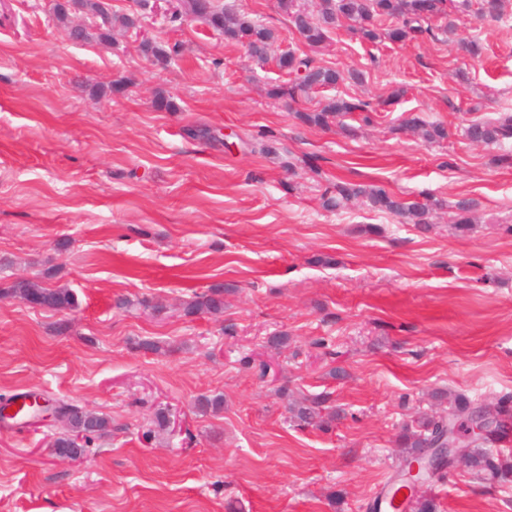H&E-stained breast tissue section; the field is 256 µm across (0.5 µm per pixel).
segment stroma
I'll use <instances>...</instances> for the list:
<instances>
[{"instance_id":"1","label":"stroma","mask_w":512,"mask_h":512,"mask_svg":"<svg viewBox=\"0 0 512 512\" xmlns=\"http://www.w3.org/2000/svg\"><path fill=\"white\" fill-rule=\"evenodd\" d=\"M220 2L273 28L275 50L308 53L277 0ZM456 25L450 41L377 45L330 30L319 61L365 82L307 106L372 102L353 138L348 115L302 123L268 95L285 72L200 22L152 21L179 48L161 66L127 35L68 40L47 0H0V397L38 392L114 425L65 462L63 422L1 424L0 512H369L403 466V425L440 412L435 392L512 394V140L463 135L512 112V23L473 10ZM471 38L475 58L457 46ZM412 113L447 138L404 129ZM339 177L444 208L427 231L326 209ZM22 279L77 305L6 294ZM213 288L221 312L185 314ZM322 393L341 419L297 426L289 404ZM203 396L224 405L201 412ZM419 492L437 512H512V482L462 466Z\"/></svg>"}]
</instances>
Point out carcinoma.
<instances>
[{
  "label": "carcinoma",
  "instance_id": "carcinoma-1",
  "mask_svg": "<svg viewBox=\"0 0 512 512\" xmlns=\"http://www.w3.org/2000/svg\"><path fill=\"white\" fill-rule=\"evenodd\" d=\"M471 0H318V16L309 14L304 0H277L278 10L286 15L294 28L313 51L319 49L327 38L330 29L343 21L351 23V30L362 41L377 45L385 40L404 42L427 35L438 39L442 34L447 38L454 35L455 17L469 11ZM480 13L486 18L498 21L512 17L509 0H482ZM134 14H114L107 16L103 27L89 32L84 41H95L102 45L112 43L114 32H129ZM202 21L210 29L224 35V39L244 46L250 55L265 61L272 44L277 41L275 31L232 8H226L219 0H183L180 10L168 16L169 21L187 19ZM444 19L446 23L440 28H433L431 21ZM142 56L151 61L168 63L172 56L178 54L177 47H166L156 38L139 46ZM279 69L287 72L291 79L285 85H277L269 90L273 99H287L294 103L305 102L317 89L334 88L348 81L353 84L363 82V74L355 69L347 72L321 65L314 56H300L294 51H286L276 58ZM370 103L351 102L337 95L326 100L316 110L298 112L299 119L308 125L326 127L329 120L351 114L369 111ZM404 126L419 132L422 138L436 142L445 138V128L439 124H428L418 116L411 115L404 120ZM467 139L477 145L497 146L512 139V114L506 113L495 119L475 120L465 128ZM360 200L370 209L390 213L403 218L406 222L416 224L425 230L431 223L433 214L443 208L437 199L426 201L409 200L394 195L383 185H363L338 180L333 183L323 196V206L340 209ZM6 292L37 304L50 311H64L76 304L75 295L66 288H45L32 281H20L11 285ZM224 306L222 292L212 290L193 297L187 306V313H216ZM326 397H315L299 401L290 408L294 420L301 426H320L323 419V405ZM452 413L458 419L465 420L475 411L464 397L455 396L449 400ZM489 420L486 431L479 434L468 453V467L480 479L498 483L512 480V467L504 464L500 458L486 448V445L503 438L512 431V396L499 398L496 404L485 408ZM112 427V420L100 415L91 421L80 416L74 417L71 433L58 437L54 452L58 455L76 450L70 434H83L88 439L95 434H105ZM448 432V417H428L418 422L414 428L405 427L401 435V447L405 448L407 457L412 458L425 448L427 442L441 437Z\"/></svg>",
  "mask_w": 512,
  "mask_h": 512
}]
</instances>
